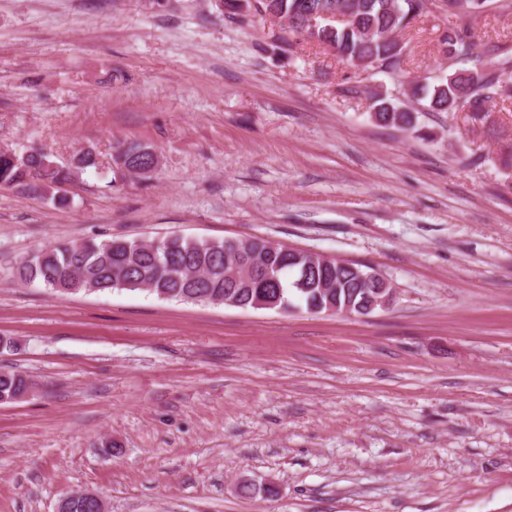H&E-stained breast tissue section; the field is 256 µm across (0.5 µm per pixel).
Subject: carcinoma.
<instances>
[{"label": "carcinoma", "mask_w": 512, "mask_h": 512, "mask_svg": "<svg viewBox=\"0 0 512 512\" xmlns=\"http://www.w3.org/2000/svg\"><path fill=\"white\" fill-rule=\"evenodd\" d=\"M490 0H265V13L285 22L280 43L293 47L300 41L315 42L332 48L338 58L358 64L364 70L387 72L401 67L407 46L398 33L412 20L434 9L443 11L455 22L443 28L438 39L442 57L448 59V74L434 84L411 86L409 97L429 101L433 112L465 109L473 118L489 111L488 103L512 100V47L488 52L486 66L465 68L463 63L480 60L477 44L466 22L488 7ZM345 16L331 22L323 15ZM373 117L376 122L403 130L414 128L413 112L374 93ZM147 146L127 143L126 156L131 165L148 163ZM98 166L90 150L77 153L70 165H56L36 150L19 154L0 150V187L28 192L29 181L40 180L39 197L63 206L69 197L63 186L72 176ZM254 254L267 273L252 276L230 275L231 263L238 254ZM368 271L360 264L353 267L325 262L304 252L295 254L284 245L266 240H201L186 237L172 239H112L62 242L33 251L22 259L12 273L17 281L38 284L49 290L105 292L142 290L163 299L196 301L203 295L213 304L229 297L241 308H251L262 298L279 299L284 311L306 309L325 313L336 306L366 308L374 297L375 285L362 281ZM33 383L27 376L0 369V404L17 402L31 393Z\"/></svg>", "instance_id": "carcinoma-1"}]
</instances>
